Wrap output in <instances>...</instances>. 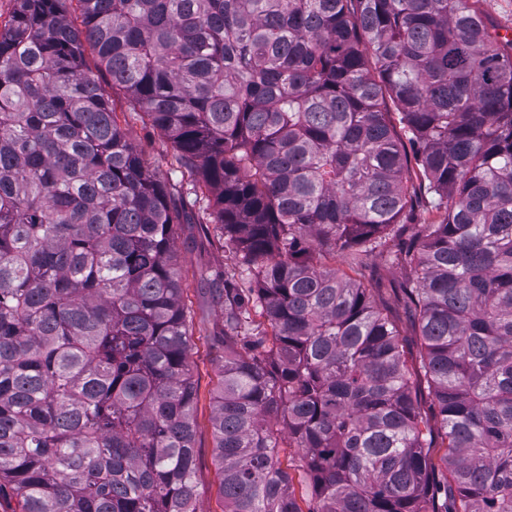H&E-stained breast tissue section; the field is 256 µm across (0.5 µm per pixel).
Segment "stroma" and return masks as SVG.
I'll return each mask as SVG.
<instances>
[{"label":"stroma","instance_id":"obj_1","mask_svg":"<svg viewBox=\"0 0 512 512\" xmlns=\"http://www.w3.org/2000/svg\"><path fill=\"white\" fill-rule=\"evenodd\" d=\"M128 138L142 145L148 154L152 168L161 176L169 178L177 190L185 197H193L195 187L189 176L175 171L173 150L170 143L152 128L149 122L131 121L126 125ZM211 217L206 204L200 203L193 210V221L178 225L175 248L179 257L181 273L185 279L184 301L189 307L193 323L190 338V363L195 383L199 391L197 405L198 469L196 474L199 512H222L224 505L218 494L219 478L213 460V438L210 425L211 394L219 383V359L221 351L213 336L212 328L223 319L224 310L210 291L209 273L230 267L231 259L224 253L213 236L206 230ZM325 267L336 268L350 274L366 287L383 284L386 293L383 306L395 319L404 317L400 304L390 288L402 281L405 268L385 262L376 255L364 257L362 267L352 269L345 259H325ZM402 345L408 363H416L420 350V338L408 325L400 327Z\"/></svg>","mask_w":512,"mask_h":512}]
</instances>
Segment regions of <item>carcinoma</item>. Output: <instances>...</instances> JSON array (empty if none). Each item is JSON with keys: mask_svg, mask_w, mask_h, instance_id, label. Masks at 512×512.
Here are the masks:
<instances>
[{"mask_svg": "<svg viewBox=\"0 0 512 512\" xmlns=\"http://www.w3.org/2000/svg\"><path fill=\"white\" fill-rule=\"evenodd\" d=\"M66 2L15 0L0 26V493L198 512L189 202L109 86L232 260L224 512H512V40L478 0H76L78 26ZM422 195L438 219L409 224ZM396 242L414 371L383 288L314 264ZM119 120L128 138L146 149L152 168L161 176L169 177L170 182L176 184V189L187 199H194L195 187L192 179L187 174L183 176L179 171H174L171 144L161 137L148 121L143 122L139 119L130 121L129 125H125L121 114H119Z\"/></svg>", "mask_w": 512, "mask_h": 512, "instance_id": "1", "label": "carcinoma"}]
</instances>
